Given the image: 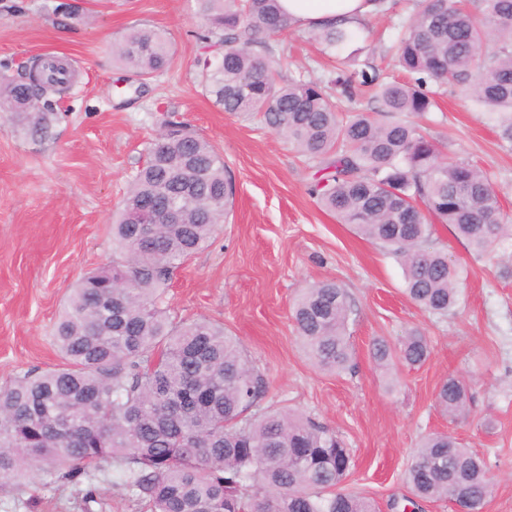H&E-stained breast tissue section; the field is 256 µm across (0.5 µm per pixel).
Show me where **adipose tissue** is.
I'll list each match as a JSON object with an SVG mask.
<instances>
[{"instance_id":"1","label":"adipose tissue","mask_w":512,"mask_h":512,"mask_svg":"<svg viewBox=\"0 0 512 512\" xmlns=\"http://www.w3.org/2000/svg\"><path fill=\"white\" fill-rule=\"evenodd\" d=\"M282 13L302 29L352 26L374 10L371 0H278Z\"/></svg>"}]
</instances>
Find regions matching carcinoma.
Wrapping results in <instances>:
<instances>
[{
  "mask_svg": "<svg viewBox=\"0 0 512 512\" xmlns=\"http://www.w3.org/2000/svg\"><path fill=\"white\" fill-rule=\"evenodd\" d=\"M203 43L222 48L197 60L205 93L226 112L259 115L299 153L316 162L311 187L323 209L365 239L389 249L405 271V293L445 315L456 306L463 273L432 244L436 225L453 229L477 258L512 248V222L501 212L488 173L448 158L406 119L436 106L437 89L460 86L497 115L512 146V0H422L393 46L407 81L380 79L374 67L348 66L326 87L280 75L285 50L274 38L292 21L278 0H197ZM365 31L328 27L311 38L331 57ZM116 60L149 79L172 58L167 38L129 31ZM39 85L0 80V112L53 111L65 90L62 59L35 63ZM376 87L379 108L340 119L332 88L351 100L355 84ZM233 184L224 158L180 122L151 140L147 160L112 217V261L83 275L60 311L54 342L61 367L15 377L0 387V487L40 469L51 479L87 482L85 503L99 502L102 464L115 485L149 512H377L343 488L350 449L332 430L287 410L264 406L268 383L249 365L224 325L183 320L166 302L173 271L202 250L227 222ZM173 206L175 224L136 223L147 207ZM347 291L335 281L303 289L292 305L298 336L313 365L339 374L351 367ZM431 354L414 329L393 348L374 345L378 365H410ZM469 389L450 376L437 408L467 417ZM414 498L443 500L459 484L476 509L491 496L486 463L447 433L431 434L406 471Z\"/></svg>",
  "mask_w": 512,
  "mask_h": 512,
  "instance_id": "1",
  "label": "carcinoma"
}]
</instances>
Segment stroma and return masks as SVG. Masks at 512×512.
<instances>
[{
	"label": "stroma",
	"mask_w": 512,
	"mask_h": 512,
	"mask_svg": "<svg viewBox=\"0 0 512 512\" xmlns=\"http://www.w3.org/2000/svg\"><path fill=\"white\" fill-rule=\"evenodd\" d=\"M0 0V78L41 56L72 61L77 80L48 117L0 114V386L61 362L53 344L59 311L75 281L112 258L109 226L146 146L165 122L191 126L223 156L234 185L226 224L176 269L167 301L174 315L223 323L268 383L267 406L335 430L352 453L344 485L379 512L409 497L404 474L423 436L448 432L481 456L494 491L482 512H512V278L497 261L476 259L452 230L438 247L464 270L456 307L426 312L406 295L404 272L379 245L320 208L310 193L313 163L258 120L224 112L202 88L204 50L195 0ZM408 0L368 19L356 40L360 61L394 72L383 35L405 18ZM161 31L169 68L140 81L113 57L131 29ZM291 76L328 79L308 31L280 37ZM423 126L448 156L490 174L512 215V146L458 87L439 90ZM348 291L353 367L311 365L291 315L296 293L321 280ZM420 328L431 355L420 366H378L373 345L398 343ZM469 387L466 420L452 422L434 394L447 376ZM82 485L35 472L26 486L0 489V512H85Z\"/></svg>",
	"instance_id": "1"
}]
</instances>
